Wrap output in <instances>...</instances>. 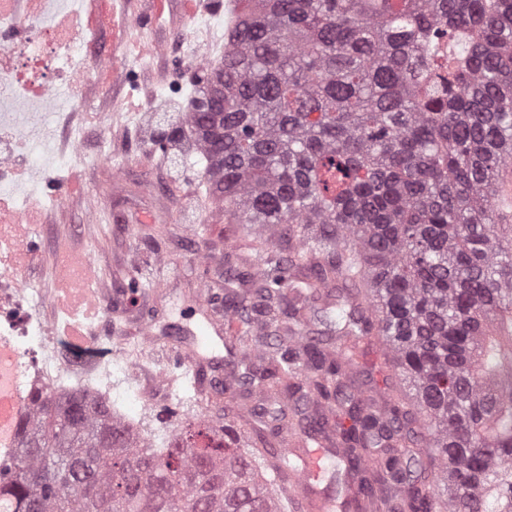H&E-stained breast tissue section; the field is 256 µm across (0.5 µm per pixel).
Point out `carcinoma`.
Returning a JSON list of instances; mask_svg holds the SVG:
<instances>
[{"mask_svg":"<svg viewBox=\"0 0 512 512\" xmlns=\"http://www.w3.org/2000/svg\"><path fill=\"white\" fill-rule=\"evenodd\" d=\"M512 0H237L211 113L164 112L160 140L200 143L212 196L272 247L224 279L236 364L271 419L185 420L137 445L106 401L45 394L0 462V512H286L290 426L332 430L327 476L359 512H512ZM380 341L400 386L378 404L357 348Z\"/></svg>","mask_w":512,"mask_h":512,"instance_id":"cac0c4a2","label":"carcinoma"}]
</instances>
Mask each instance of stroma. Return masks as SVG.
<instances>
[{"label":"stroma","mask_w":512,"mask_h":512,"mask_svg":"<svg viewBox=\"0 0 512 512\" xmlns=\"http://www.w3.org/2000/svg\"><path fill=\"white\" fill-rule=\"evenodd\" d=\"M67 3L91 15L103 43L121 39L125 51L116 62L118 77L89 68L80 96L66 103L67 124L50 127L66 162L41 177L43 203L28 233L37 255L26 278L49 294L61 251L91 256L96 277L90 289H104L117 301L89 318L94 359L105 366L120 342L137 357L147 324L175 345L192 341L204 321L224 330V263L249 258L256 241L225 219L223 203L207 191L198 156L187 155L176 167L154 144L160 113L187 109L193 95L192 46L206 45L216 61L224 55L229 15L218 0H166L160 17L153 0H123L120 11L131 19L124 26L110 0ZM206 11L213 15L208 30L196 23ZM165 43L168 53H154ZM57 182L71 184L72 191L56 205L51 186ZM135 280L143 289L134 294ZM203 356L206 395L186 381L173 391L200 399L212 415L224 399V347L215 345Z\"/></svg>","instance_id":"1"}]
</instances>
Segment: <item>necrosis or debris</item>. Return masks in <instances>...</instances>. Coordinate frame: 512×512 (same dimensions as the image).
<instances>
[{
    "label": "necrosis or debris",
    "mask_w": 512,
    "mask_h": 512,
    "mask_svg": "<svg viewBox=\"0 0 512 512\" xmlns=\"http://www.w3.org/2000/svg\"><path fill=\"white\" fill-rule=\"evenodd\" d=\"M59 0H30L26 12H16L11 0H0V246L14 250L15 227L32 223L30 198L39 189L36 172L59 167L63 156L47 136L42 118L56 112L63 93H75L89 63L112 65V51L101 44L93 24H78ZM24 270L6 264L0 278V338L15 356V387L20 403L14 436L32 417L37 399L48 386L74 371V363L57 349L51 328L40 318L39 295L23 285ZM112 408L127 426L145 432L144 418L153 403L140 388V378L127 356H116L108 369Z\"/></svg>",
    "instance_id": "obj_1"
}]
</instances>
